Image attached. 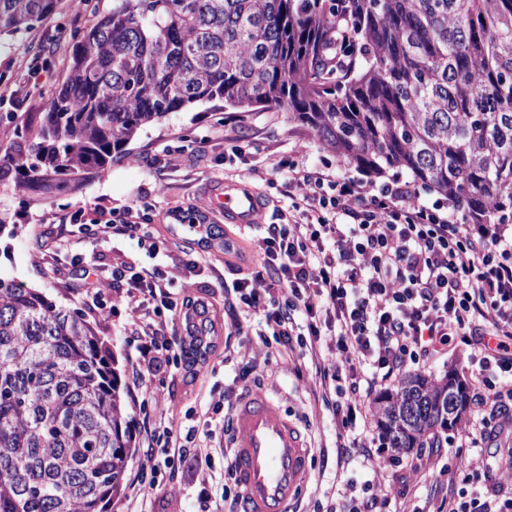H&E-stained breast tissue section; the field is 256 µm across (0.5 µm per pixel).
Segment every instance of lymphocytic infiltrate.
Here are the masks:
<instances>
[{
	"label": "lymphocytic infiltrate",
	"mask_w": 512,
	"mask_h": 512,
	"mask_svg": "<svg viewBox=\"0 0 512 512\" xmlns=\"http://www.w3.org/2000/svg\"><path fill=\"white\" fill-rule=\"evenodd\" d=\"M295 186L278 221L266 225L256 270L224 291L229 335H243L262 310L265 345L310 354L321 381L333 382L330 407L340 434L356 427L362 391H375L402 368L447 348L471 347L472 384L479 391L477 425L461 439L479 447L512 426V225H463L442 205L412 203L408 185L373 188L355 177L288 165ZM102 238L151 240L141 210L100 220ZM86 293L111 296L118 282L133 294L142 321L135 338L133 382L157 354L178 361L181 339L170 328L180 308L174 279L159 268L132 277L82 265ZM371 378H362V366ZM460 487L448 512H512V494L481 498L471 489L490 472L482 461L452 459Z\"/></svg>",
	"instance_id": "lymphocytic-infiltrate-1"
}]
</instances>
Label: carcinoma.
I'll return each mask as SVG.
<instances>
[{
	"label": "carcinoma",
	"mask_w": 512,
	"mask_h": 512,
	"mask_svg": "<svg viewBox=\"0 0 512 512\" xmlns=\"http://www.w3.org/2000/svg\"><path fill=\"white\" fill-rule=\"evenodd\" d=\"M73 44L48 111L0 154L16 188L79 181L189 104L283 109L347 166L406 172L469 224L512 225V0H115ZM58 0H0V33ZM224 249L217 224L188 225ZM186 377L218 339L203 299L183 314ZM109 346L78 307L0 277V512H105L135 421ZM386 447L422 448L464 419L454 370L379 399Z\"/></svg>",
	"instance_id": "carcinoma-1"
}]
</instances>
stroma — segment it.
Listing matches in <instances>:
<instances>
[{
  "label": "stroma",
  "instance_id": "stroma-1",
  "mask_svg": "<svg viewBox=\"0 0 512 512\" xmlns=\"http://www.w3.org/2000/svg\"><path fill=\"white\" fill-rule=\"evenodd\" d=\"M112 6L113 0H88L79 8L72 0H59L52 17L16 36L0 37L1 145L30 113L46 111L65 76L75 36L95 15L111 12ZM28 67L37 70L39 77L19 88V75ZM236 146L242 148L241 156H233ZM165 148L172 152L171 166L150 167L153 155ZM129 149L130 158L112 162L106 175L90 174L64 191L51 187L25 191L16 189L12 180L0 182V219L7 226L0 234V276L46 291L62 306L82 309L98 335L108 342L125 384L130 381L135 355L127 341L135 329L128 304L123 301L102 309L85 296L73 271L75 258L93 254L101 267L118 266L130 276L154 265L169 269L172 255L191 254L200 266L182 271L176 289L183 298L206 300L220 318L224 315V283L233 279L235 269L254 266L262 252V234L229 225L224 229L225 249H203L194 244L187 228L173 223L169 209L201 206L210 185L236 180L262 191L275 212L287 208L294 192L287 172H273L278 161L298 160L331 175L345 170L335 152L310 130L289 121L287 112L260 108L243 112L209 103L190 105L144 128ZM145 204L150 207L154 237L164 246L162 252L151 254L127 240H97L98 210L123 211ZM74 213L78 222L62 225V218ZM262 321L261 313H253L252 334L233 338L231 349L216 347L193 382H186L183 368L167 362L146 377L138 401H127V412L142 418L140 399L158 391V411L174 424L193 428L194 439L186 443L182 456L173 460L156 452L154 488L140 491L124 485L107 512H196L197 497L202 493L211 497L214 506H221L224 436L211 433L209 419L212 402L228 384L238 394L261 386L307 429L313 457L299 504L301 512H314L316 506L339 499L346 491L347 477L369 479L365 449H351L345 462L337 460L336 423L321 401L310 360L268 355L257 336ZM242 361L256 365L255 380L235 381L234 368ZM458 451L488 462L496 454L495 449L486 447L459 450L444 441L403 454L389 480L404 490L407 506L437 512L443 499L456 492L454 480L440 475L439 470Z\"/></svg>",
  "mask_w": 512,
  "mask_h": 512
}]
</instances>
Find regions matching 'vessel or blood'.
I'll return each instance as SVG.
<instances>
[{
  "label": "vessel or blood",
  "mask_w": 512,
  "mask_h": 512,
  "mask_svg": "<svg viewBox=\"0 0 512 512\" xmlns=\"http://www.w3.org/2000/svg\"><path fill=\"white\" fill-rule=\"evenodd\" d=\"M223 216L240 227L267 221L268 204L245 183L212 187L200 208L202 222ZM234 475L241 490L236 512H296L309 468L304 430L262 392L244 397L233 414Z\"/></svg>",
  "instance_id": "1"
}]
</instances>
